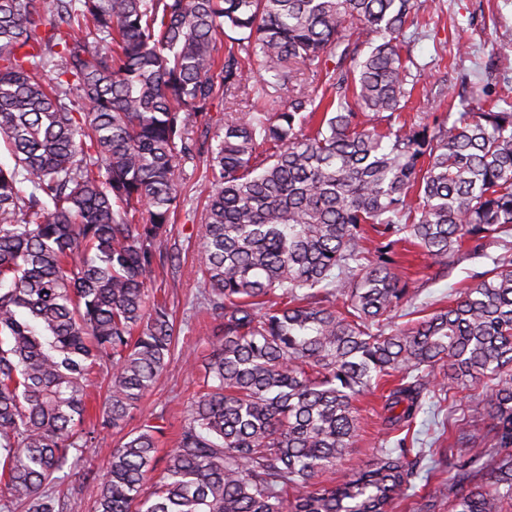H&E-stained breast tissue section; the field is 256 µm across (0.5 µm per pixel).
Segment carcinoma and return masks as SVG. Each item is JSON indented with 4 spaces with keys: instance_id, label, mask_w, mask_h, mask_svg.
Returning a JSON list of instances; mask_svg holds the SVG:
<instances>
[{
    "instance_id": "1",
    "label": "carcinoma",
    "mask_w": 512,
    "mask_h": 512,
    "mask_svg": "<svg viewBox=\"0 0 512 512\" xmlns=\"http://www.w3.org/2000/svg\"><path fill=\"white\" fill-rule=\"evenodd\" d=\"M425 11L426 0H0V142L14 160L0 166L1 508L67 512L57 473L105 447L93 512H391L425 458L404 438L338 484L317 478L353 444L357 396L390 385L385 426L409 429L423 372L444 362L443 390L486 381L490 423L456 426L436 452L453 474L413 512H512V262L391 328L409 294L399 246L445 269L512 230V102L477 94L402 118L421 80L405 30ZM287 71L297 84L281 100L251 84L257 72L279 87ZM218 98L223 135L206 148L193 128ZM202 151L203 309L217 325L203 364L185 356L202 392L157 477L164 423L112 447L104 434L126 427L178 340L149 286L178 162ZM101 365L106 398L89 418Z\"/></svg>"
}]
</instances>
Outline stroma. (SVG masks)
<instances>
[{"mask_svg": "<svg viewBox=\"0 0 512 512\" xmlns=\"http://www.w3.org/2000/svg\"><path fill=\"white\" fill-rule=\"evenodd\" d=\"M426 20L424 31L410 45L415 61L425 66L421 80L424 92L410 105L411 114L447 112L449 98L468 97L475 86L495 95L512 87V55L497 58L491 54L492 42L512 41V0H434ZM460 40L465 41V48H457ZM205 167L204 157L198 155L179 162L180 206L163 243L167 259L155 271L154 286L165 289L181 332L154 391L133 410L128 422L134 428L145 420L164 417L168 428L159 442L157 456L161 459L175 446L178 427L197 391L184 357L191 352L206 353L214 324L213 319L199 312L203 284L197 267L202 211L208 194ZM498 257L512 258V237L503 238L482 252L455 257L444 272L432 266L424 255L401 257L397 272L417 297L401 306L396 322H403L405 313L411 311L429 313L447 306L461 290L476 283L481 273L493 269ZM443 372L439 365L425 373V406L407 436L409 447H447L449 426L477 417L475 406L481 384L447 393L439 388ZM356 405L359 423L351 454L335 470L320 475V484H336L351 464L370 459L377 448L395 440L382 423L380 391L362 394ZM106 467L105 454L88 448L80 466L62 474L64 486L74 491L70 512H91V488L86 475L91 472L102 477Z\"/></svg>", "mask_w": 512, "mask_h": 512, "instance_id": "35a3bbf8", "label": "stroma"}]
</instances>
